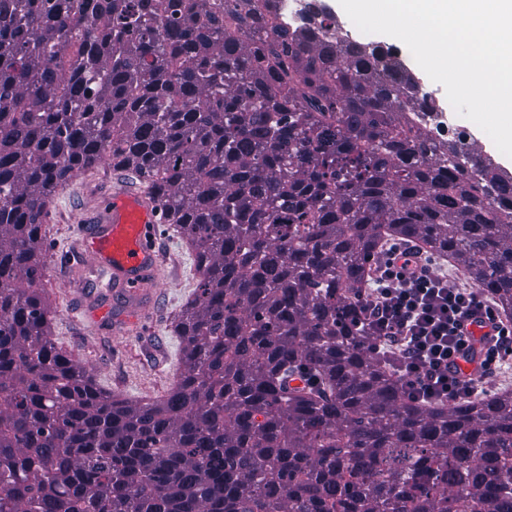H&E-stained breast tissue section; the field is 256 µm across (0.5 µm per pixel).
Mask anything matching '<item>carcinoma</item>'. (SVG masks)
Masks as SVG:
<instances>
[{
  "instance_id": "1",
  "label": "carcinoma",
  "mask_w": 512,
  "mask_h": 512,
  "mask_svg": "<svg viewBox=\"0 0 512 512\" xmlns=\"http://www.w3.org/2000/svg\"><path fill=\"white\" fill-rule=\"evenodd\" d=\"M248 2L0 0V512H512V390L415 401L356 315L404 239L512 316V176L429 138L393 49ZM108 155L200 274L158 400L97 387L34 289Z\"/></svg>"
}]
</instances>
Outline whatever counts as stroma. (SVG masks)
I'll return each mask as SVG.
<instances>
[{"instance_id": "obj_1", "label": "stroma", "mask_w": 512, "mask_h": 512, "mask_svg": "<svg viewBox=\"0 0 512 512\" xmlns=\"http://www.w3.org/2000/svg\"><path fill=\"white\" fill-rule=\"evenodd\" d=\"M116 181L134 185L138 179L107 159L56 193L42 224L44 274L38 289L51 309L58 349L79 361L112 394L156 400L181 371L180 340L171 321L195 290L199 275L173 226L159 224L153 301L125 332H114L113 317L122 313V299L102 288L99 274L87 266L82 242Z\"/></svg>"}]
</instances>
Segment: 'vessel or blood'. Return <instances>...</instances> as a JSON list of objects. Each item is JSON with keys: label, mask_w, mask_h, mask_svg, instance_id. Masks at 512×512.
Wrapping results in <instances>:
<instances>
[{"label": "vessel or blood", "mask_w": 512, "mask_h": 512, "mask_svg": "<svg viewBox=\"0 0 512 512\" xmlns=\"http://www.w3.org/2000/svg\"><path fill=\"white\" fill-rule=\"evenodd\" d=\"M159 221L160 210L152 195L118 183L97 212L95 227L83 239L85 257L106 277L108 287L121 293L131 317L142 311L154 288Z\"/></svg>", "instance_id": "b4317fda"}]
</instances>
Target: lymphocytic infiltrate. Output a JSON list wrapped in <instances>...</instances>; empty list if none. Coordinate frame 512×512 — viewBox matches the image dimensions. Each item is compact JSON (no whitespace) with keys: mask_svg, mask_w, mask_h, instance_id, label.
<instances>
[{"mask_svg":"<svg viewBox=\"0 0 512 512\" xmlns=\"http://www.w3.org/2000/svg\"><path fill=\"white\" fill-rule=\"evenodd\" d=\"M373 269V284L359 300L360 317L372 332L370 349L390 358L416 398L472 397L485 379L512 364V327L502 325L485 346L481 377L464 374L461 362L469 357V340L459 327L488 303L473 289L449 285L434 258L414 245L394 242Z\"/></svg>","mask_w":512,"mask_h":512,"instance_id":"lymphocytic-infiltrate-1","label":"lymphocytic infiltrate"}]
</instances>
